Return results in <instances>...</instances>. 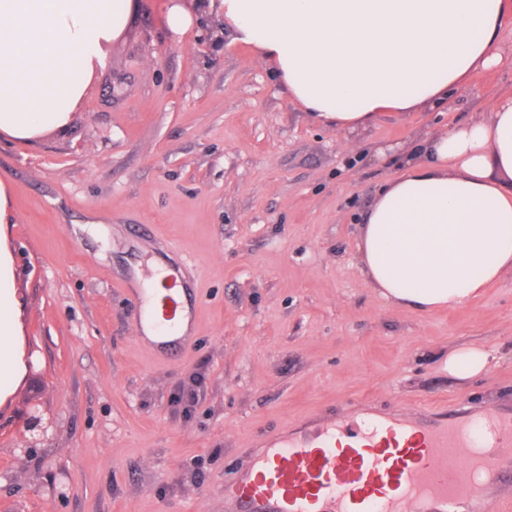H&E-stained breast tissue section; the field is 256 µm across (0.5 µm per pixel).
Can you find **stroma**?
I'll use <instances>...</instances> for the list:
<instances>
[{"label":"stroma","instance_id":"obj_1","mask_svg":"<svg viewBox=\"0 0 512 512\" xmlns=\"http://www.w3.org/2000/svg\"><path fill=\"white\" fill-rule=\"evenodd\" d=\"M137 0L65 131L0 138L7 245L33 369L0 404V512H224V477L284 429L332 413L472 402L512 410V272L465 305L409 313L355 264L361 216L397 173L376 156L512 93L508 59L441 106L347 136L292 103L269 66L200 9L183 35ZM182 263L185 346L135 328L126 283ZM477 346L466 381L450 350ZM56 422L36 452L23 411ZM487 354L477 347H463L448 353V373L458 380H468L486 370Z\"/></svg>","mask_w":512,"mask_h":512}]
</instances>
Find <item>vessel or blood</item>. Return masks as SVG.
Returning <instances> with one entry per match:
<instances>
[{
  "instance_id": "b4317fda",
  "label": "vessel or blood",
  "mask_w": 512,
  "mask_h": 512,
  "mask_svg": "<svg viewBox=\"0 0 512 512\" xmlns=\"http://www.w3.org/2000/svg\"><path fill=\"white\" fill-rule=\"evenodd\" d=\"M140 320L177 333L173 285L138 288ZM512 413L465 404L360 422L327 421L311 439L275 434L224 480L231 512H504L512 506Z\"/></svg>"
}]
</instances>
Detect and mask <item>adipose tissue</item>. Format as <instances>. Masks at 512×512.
Segmentation results:
<instances>
[{"mask_svg":"<svg viewBox=\"0 0 512 512\" xmlns=\"http://www.w3.org/2000/svg\"><path fill=\"white\" fill-rule=\"evenodd\" d=\"M316 121L350 134L443 103L502 64L512 0H209ZM133 0H0V135L65 130ZM379 189L356 244L377 294L410 312L469 302L512 272V95L422 140ZM21 303L0 246V401L21 382Z\"/></svg>","mask_w":512,"mask_h":512,"instance_id":"obj_1","label":"adipose tissue"}]
</instances>
